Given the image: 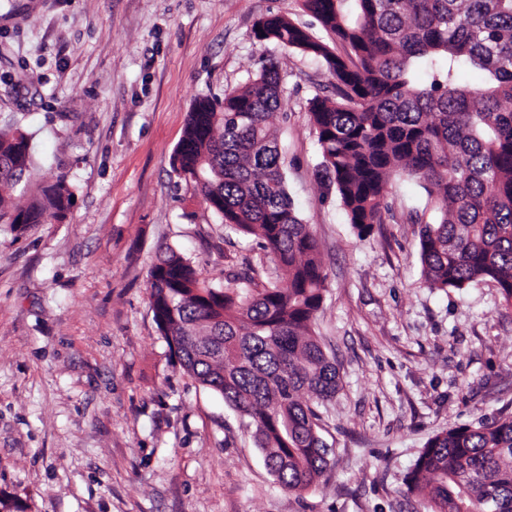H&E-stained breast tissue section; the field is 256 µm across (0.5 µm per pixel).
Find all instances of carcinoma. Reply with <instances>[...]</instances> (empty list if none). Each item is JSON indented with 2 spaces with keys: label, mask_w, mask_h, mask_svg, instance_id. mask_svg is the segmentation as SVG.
<instances>
[{
  "label": "carcinoma",
  "mask_w": 512,
  "mask_h": 512,
  "mask_svg": "<svg viewBox=\"0 0 512 512\" xmlns=\"http://www.w3.org/2000/svg\"><path fill=\"white\" fill-rule=\"evenodd\" d=\"M335 46L278 15L255 26L260 41L323 63L331 94L308 111L321 160L361 235L382 223L391 181L408 174L437 186V221L419 233L427 287L461 290L493 281L512 303V0H303ZM484 83L472 89L462 73ZM284 78L270 63L224 98L201 97L188 114L172 166L223 224L263 241L281 271L275 283L245 278L212 287L167 247L148 275L153 319L173 357L202 387L248 419L266 466L302 493L326 471L330 448L319 407L339 373L313 319L326 290L318 242L297 216L281 171L270 116ZM29 138L0 130V188L30 191L27 204L0 195V224L27 228L71 211L63 177L30 189ZM427 491L430 512H512V414L432 436L404 476Z\"/></svg>",
  "instance_id": "carcinoma-1"
}]
</instances>
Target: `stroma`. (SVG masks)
Segmentation results:
<instances>
[{"mask_svg": "<svg viewBox=\"0 0 512 512\" xmlns=\"http://www.w3.org/2000/svg\"><path fill=\"white\" fill-rule=\"evenodd\" d=\"M269 15L320 29L302 0H0V129L28 134L33 184L74 192L65 222L0 224V493L24 512H429L403 483L428 439L512 413V306L492 282L427 287L414 177L358 235L316 177L308 100L328 74L257 40ZM270 60L286 188L327 277L313 331L340 376L322 414L328 470L299 494L175 361L148 297L164 247L214 287L231 272L279 280L171 164L194 100Z\"/></svg>", "mask_w": 512, "mask_h": 512, "instance_id": "35a3bbf8", "label": "stroma"}]
</instances>
